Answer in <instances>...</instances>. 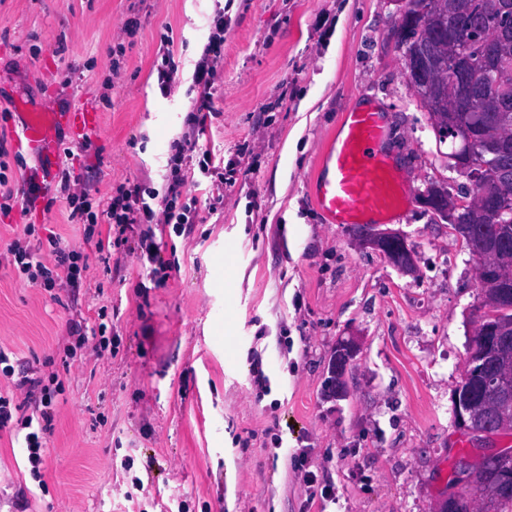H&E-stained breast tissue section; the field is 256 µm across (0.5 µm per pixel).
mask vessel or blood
<instances>
[{"mask_svg": "<svg viewBox=\"0 0 512 512\" xmlns=\"http://www.w3.org/2000/svg\"><path fill=\"white\" fill-rule=\"evenodd\" d=\"M17 119V145L36 161L26 180L44 191L57 174L64 138H85L99 124L97 112L89 107L26 106ZM381 138L377 112L348 113L339 141L323 160L325 173L314 186L316 205L328 223L365 224L393 216L407 201L405 185L377 149Z\"/></svg>", "mask_w": 512, "mask_h": 512, "instance_id": "b4317fda", "label": "vessel or blood"}]
</instances>
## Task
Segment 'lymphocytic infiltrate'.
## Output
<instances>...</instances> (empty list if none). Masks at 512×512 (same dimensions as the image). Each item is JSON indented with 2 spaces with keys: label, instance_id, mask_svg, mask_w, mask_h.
I'll use <instances>...</instances> for the list:
<instances>
[{
  "label": "lymphocytic infiltrate",
  "instance_id": "lymphocytic-infiltrate-1",
  "mask_svg": "<svg viewBox=\"0 0 512 512\" xmlns=\"http://www.w3.org/2000/svg\"><path fill=\"white\" fill-rule=\"evenodd\" d=\"M224 15L216 13L207 41L194 64L190 89L191 122L187 130L169 144L168 174L161 188L142 181H128L107 195H99L88 176L62 168L58 192L65 202L67 221L82 226L78 241L61 245L57 235L40 238L35 225H28L24 238L11 243L8 262L18 278L50 293L66 296L71 307H79L93 294L85 247L95 244L98 251L111 246L131 245L139 262L165 270L159 244L154 240V226L174 225L179 233H189L198 219L196 201H183L186 185L204 184L214 203L224 201L223 164L210 151L199 148V137L214 115V96L223 80ZM143 225L137 244L127 236L133 225ZM100 323L89 328L85 322L70 321L64 338L67 358L100 362L116 347L117 336L109 335L106 308H99ZM0 379L8 388L0 391V431L20 439L27 454L30 475L40 480L49 437L54 429L57 406L65 393V380L55 371L41 372L28 361L0 347Z\"/></svg>",
  "mask_w": 512,
  "mask_h": 512
}]
</instances>
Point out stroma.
I'll list each match as a JSON object with an SVG mask.
<instances>
[{"instance_id":"stroma-1","label":"stroma","mask_w":512,"mask_h":512,"mask_svg":"<svg viewBox=\"0 0 512 512\" xmlns=\"http://www.w3.org/2000/svg\"><path fill=\"white\" fill-rule=\"evenodd\" d=\"M219 7L224 82L199 145L223 159L233 183L214 212L204 188H191L201 219L190 235L156 234L166 282L122 248L107 257L90 245L103 292L68 307L3 262L29 224L65 244L79 238L62 202L0 215V346L34 369L62 370L70 320L96 326L102 306L119 337L111 358L72 366L44 465L48 489L31 495V510L305 512L291 455L307 448L336 492L326 512H436L458 460H480L479 440L454 425L451 407L483 296L475 260L422 197L463 179L408 86L394 37L402 0H0V127L14 133L20 97L95 106L100 129L79 163L100 192L136 178L160 187ZM129 17L140 26L117 59L112 32ZM167 38L181 84L165 99L156 68ZM365 102L410 189L383 224L406 235L410 272L372 245V225L327 223L314 200L328 147ZM349 343L335 391L329 363ZM32 484L18 440L0 431V512Z\"/></svg>"}]
</instances>
